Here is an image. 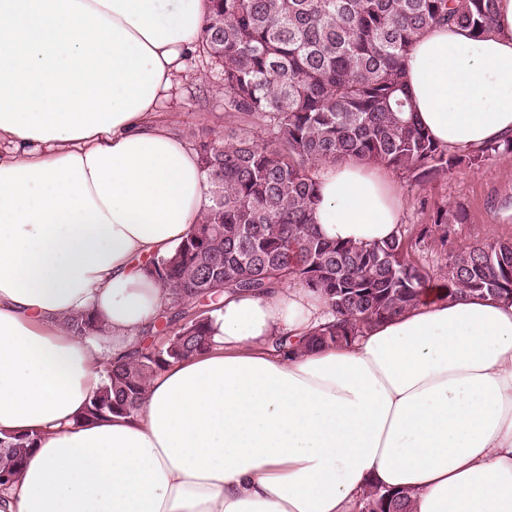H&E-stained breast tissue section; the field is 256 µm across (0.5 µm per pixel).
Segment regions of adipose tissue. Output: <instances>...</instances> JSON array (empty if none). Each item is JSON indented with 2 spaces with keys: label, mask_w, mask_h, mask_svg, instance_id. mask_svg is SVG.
<instances>
[{
  "label": "adipose tissue",
  "mask_w": 512,
  "mask_h": 512,
  "mask_svg": "<svg viewBox=\"0 0 512 512\" xmlns=\"http://www.w3.org/2000/svg\"><path fill=\"white\" fill-rule=\"evenodd\" d=\"M206 0H0V432H40L0 512H359L375 483L413 512H512V299L418 301L347 345L275 352L329 318L284 283L225 294L212 346L153 376L140 411L81 415L169 305L147 264L209 206L197 152L156 121ZM417 118L459 153L512 136V0L406 61ZM329 240L397 235L386 167L318 168ZM94 315L100 333L65 325Z\"/></svg>",
  "instance_id": "ef3b65f1"
}]
</instances>
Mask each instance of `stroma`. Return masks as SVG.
<instances>
[{
	"label": "stroma",
	"instance_id": "stroma-1",
	"mask_svg": "<svg viewBox=\"0 0 512 512\" xmlns=\"http://www.w3.org/2000/svg\"><path fill=\"white\" fill-rule=\"evenodd\" d=\"M178 81L177 90L162 105L161 112L172 129L193 144L202 130L224 124L221 76L199 56L192 55L185 59ZM397 184L404 197L406 226L417 229L432 224L435 208L442 205L465 212L464 221L456 225L447 246L429 238L417 245L414 257L431 276L443 275L447 253L512 240V152L498 154L480 168L461 164L448 176L420 185L403 177Z\"/></svg>",
	"mask_w": 512,
	"mask_h": 512
}]
</instances>
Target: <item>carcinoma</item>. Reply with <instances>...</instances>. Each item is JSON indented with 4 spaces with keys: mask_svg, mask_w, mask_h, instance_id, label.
Listing matches in <instances>:
<instances>
[{
    "mask_svg": "<svg viewBox=\"0 0 512 512\" xmlns=\"http://www.w3.org/2000/svg\"><path fill=\"white\" fill-rule=\"evenodd\" d=\"M195 52L222 76L224 129L196 147L211 205L175 256L149 263L173 298L165 325H153L129 362L107 371L84 421L140 410L149 378L175 361L206 352L209 312L190 316L198 297L224 291L267 294L295 281L320 293L333 320L308 345L346 343L358 328L412 306L429 278L411 259L408 230L388 241L355 246L323 238L313 223L319 165L360 160L414 183L446 176L463 162L481 167L512 139L466 154L435 142L412 109L406 57L438 25L475 36L491 31L497 0H209ZM258 129H253V126ZM463 210L439 206L434 227L446 244ZM450 292L512 298V241L475 245L447 257ZM77 336L98 329L95 317L68 322ZM38 441L34 433L0 438V472L14 483ZM412 512L411 495L372 486L364 509Z\"/></svg>",
    "mask_w": 512,
    "mask_h": 512,
    "instance_id": "1",
    "label": "carcinoma"
}]
</instances>
